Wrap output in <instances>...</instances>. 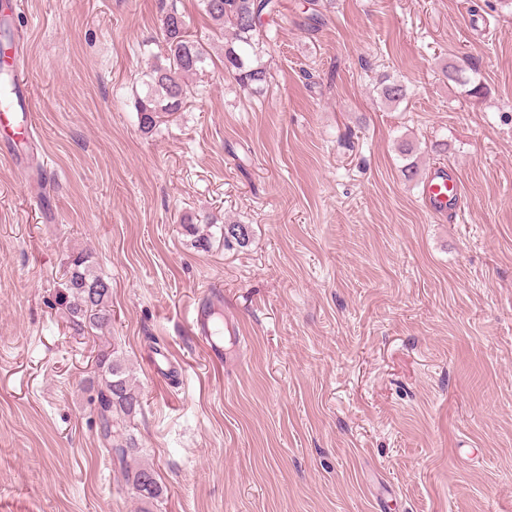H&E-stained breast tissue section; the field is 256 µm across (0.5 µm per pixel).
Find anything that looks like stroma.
Masks as SVG:
<instances>
[{
    "instance_id": "1",
    "label": "stroma",
    "mask_w": 512,
    "mask_h": 512,
    "mask_svg": "<svg viewBox=\"0 0 512 512\" xmlns=\"http://www.w3.org/2000/svg\"><path fill=\"white\" fill-rule=\"evenodd\" d=\"M305 3L279 0L251 93L176 0L212 60L149 134L162 0L15 6L38 136L0 157V512H135L84 389L106 342L142 393L154 512H512V0H332L316 31ZM460 59L484 98L442 78ZM438 166L464 190L447 218L421 198ZM81 249L112 282L101 339L57 302ZM212 284L241 330L227 366L185 321Z\"/></svg>"
}]
</instances>
